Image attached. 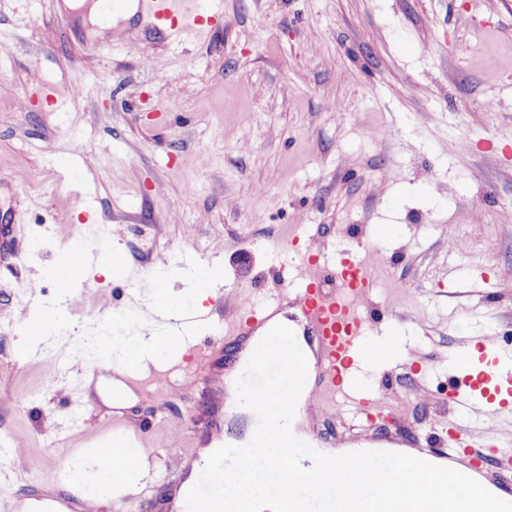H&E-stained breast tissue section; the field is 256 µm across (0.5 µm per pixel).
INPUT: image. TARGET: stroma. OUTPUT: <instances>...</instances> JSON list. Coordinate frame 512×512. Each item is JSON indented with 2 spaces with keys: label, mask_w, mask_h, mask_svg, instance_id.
Returning a JSON list of instances; mask_svg holds the SVG:
<instances>
[{
  "label": "stroma",
  "mask_w": 512,
  "mask_h": 512,
  "mask_svg": "<svg viewBox=\"0 0 512 512\" xmlns=\"http://www.w3.org/2000/svg\"><path fill=\"white\" fill-rule=\"evenodd\" d=\"M222 20L160 40L134 16L114 37L64 0H0V512L52 493L68 512V458L96 441L136 443L152 478L98 512H171L172 489L199 459L224 403L230 331L246 301L290 293L269 274L281 245L336 260V244L384 260L373 276L367 338L401 327L396 385L375 387L385 425L346 408L311 417L310 448L415 447L432 457L459 414L443 390L450 355L497 335L512 342V0H209ZM137 35L128 50V35ZM81 86L73 97V86ZM496 111L481 108L484 100ZM384 126L391 137L374 139ZM306 233L295 236L297 225ZM114 247L121 266L90 264L63 308L55 271L75 238ZM464 238L469 255H452ZM186 275L218 265L202 337L179 359L176 388L134 391L114 406L93 378L88 341L153 286L157 256ZM42 282L37 301L20 294ZM408 290L395 288V281ZM62 307L60 329L21 354L24 319ZM208 375L194 374L199 361ZM474 449L454 455L512 500L497 479L503 423L476 421Z\"/></svg>",
  "instance_id": "35a3bbf8"
}]
</instances>
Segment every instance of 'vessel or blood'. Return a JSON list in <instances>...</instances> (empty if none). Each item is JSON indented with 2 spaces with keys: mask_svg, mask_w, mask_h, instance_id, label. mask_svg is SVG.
Masks as SVG:
<instances>
[{
  "mask_svg": "<svg viewBox=\"0 0 512 512\" xmlns=\"http://www.w3.org/2000/svg\"><path fill=\"white\" fill-rule=\"evenodd\" d=\"M148 28L168 39L185 28L202 25L211 16L197 0H139ZM277 276H288L296 288L299 308L309 335L318 342L320 357L315 366L316 383L306 402L308 411L348 393L354 401L356 417H363L374 406L364 388L362 370L372 362L388 365L385 352H372L365 336L369 321L370 296L375 286L371 264L363 259L332 263L308 260L295 266L280 265ZM495 353L486 369L473 371L466 355H454L448 367V399L463 411L478 416L512 422V347L489 338ZM294 353L292 332L282 327L272 332L265 351L259 352L241 376V390L250 406H257L264 393L280 381L278 372L291 365ZM242 454L235 448L219 449L209 466L198 476L180 512H199L201 506L217 512H250L248 503L225 506L223 486L234 476ZM414 459L406 462L390 455L370 461L373 481H357L356 493L365 501H377L400 467H417ZM316 475L304 477L300 497L289 502L284 512H327V504L315 492Z\"/></svg>",
  "mask_w": 512,
  "mask_h": 512,
  "instance_id": "b4317fda",
  "label": "vessel or blood"
}]
</instances>
